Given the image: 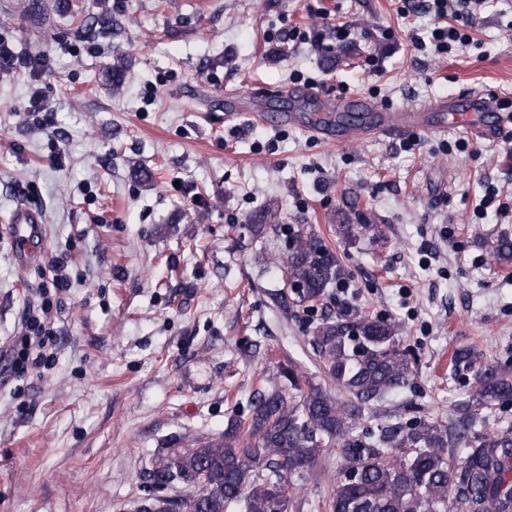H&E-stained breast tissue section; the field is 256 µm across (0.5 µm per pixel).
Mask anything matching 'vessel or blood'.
<instances>
[{
	"label": "vessel or blood",
	"mask_w": 512,
	"mask_h": 512,
	"mask_svg": "<svg viewBox=\"0 0 512 512\" xmlns=\"http://www.w3.org/2000/svg\"><path fill=\"white\" fill-rule=\"evenodd\" d=\"M323 112L313 114L308 131L320 139L348 142L371 135L387 137L417 131H443L449 123L461 124L471 137L484 140L496 139L503 127L504 115L498 103L486 94L464 90L440 98L427 105L403 112H389L374 100L354 96L337 101L323 100ZM357 113L356 122L335 120V112ZM42 222L40 213L29 206H17L9 220V236L20 260L33 257L31 244Z\"/></svg>",
	"instance_id": "obj_1"
}]
</instances>
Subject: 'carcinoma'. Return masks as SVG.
Returning a JSON list of instances; mask_svg holds the SVG:
<instances>
[{"label": "carcinoma", "mask_w": 512, "mask_h": 512, "mask_svg": "<svg viewBox=\"0 0 512 512\" xmlns=\"http://www.w3.org/2000/svg\"><path fill=\"white\" fill-rule=\"evenodd\" d=\"M352 212L355 221L344 217L336 234L380 235L365 212ZM246 230L253 239L270 231L291 239L282 266L296 305L317 303L350 279L336 252L303 225L284 229L267 210ZM490 257L511 263L512 238H499ZM397 336L395 324L358 311L324 317L309 345L329 383L316 385L290 368L288 384L267 381L248 417L228 419L220 436L155 455L151 489L184 483L191 491L145 498L137 512H226L231 505L285 512L295 480L309 477L327 448L336 449L340 465L322 499L325 512H512V426L488 430L495 406L512 402V366L479 367L469 399L446 419L361 427L371 406L414 377ZM459 447L463 455L450 452Z\"/></svg>", "instance_id": "obj_1"}]
</instances>
